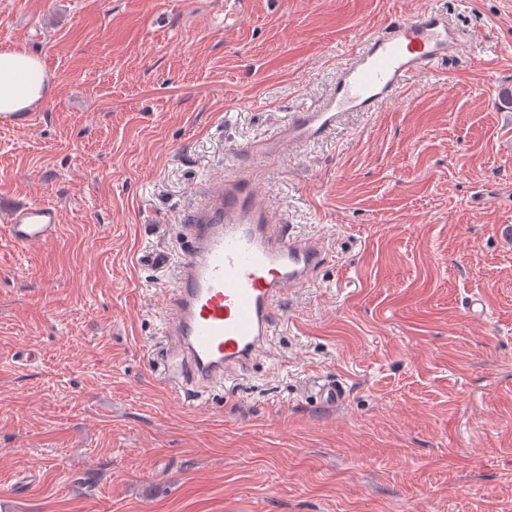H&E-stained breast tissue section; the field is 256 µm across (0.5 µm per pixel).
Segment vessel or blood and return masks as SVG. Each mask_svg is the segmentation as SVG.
<instances>
[{
  "label": "vessel or blood",
  "mask_w": 512,
  "mask_h": 512,
  "mask_svg": "<svg viewBox=\"0 0 512 512\" xmlns=\"http://www.w3.org/2000/svg\"><path fill=\"white\" fill-rule=\"evenodd\" d=\"M459 44L447 14L427 9L391 21L343 62L327 97L260 140L259 150L280 155L322 137L354 112L369 113L396 98L413 72L451 61ZM56 206L35 203L12 211L7 226L14 247L51 241ZM183 254L165 318L172 355L195 382H223L247 368L273 333V312L286 290L310 285L328 258L318 237H300L281 224L246 176L225 178L186 227Z\"/></svg>",
  "instance_id": "b4317fda"
}]
</instances>
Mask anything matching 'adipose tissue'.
Wrapping results in <instances>:
<instances>
[{"mask_svg": "<svg viewBox=\"0 0 512 512\" xmlns=\"http://www.w3.org/2000/svg\"><path fill=\"white\" fill-rule=\"evenodd\" d=\"M49 91L40 56L22 45L0 48V118L20 119L36 111Z\"/></svg>", "mask_w": 512, "mask_h": 512, "instance_id": "adipose-tissue-1", "label": "adipose tissue"}]
</instances>
